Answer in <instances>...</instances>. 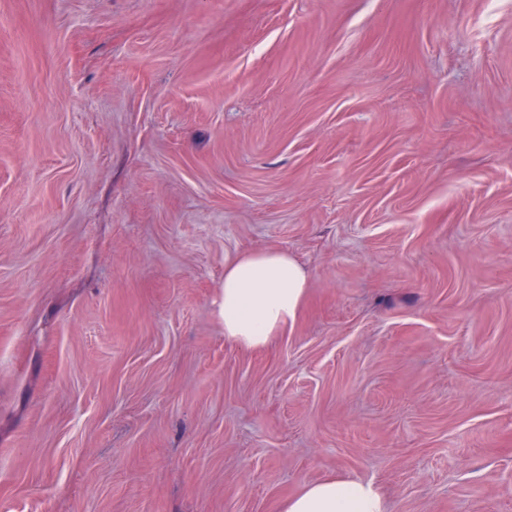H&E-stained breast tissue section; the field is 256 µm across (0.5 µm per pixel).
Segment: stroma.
Wrapping results in <instances>:
<instances>
[{"label": "stroma", "instance_id": "stroma-1", "mask_svg": "<svg viewBox=\"0 0 512 512\" xmlns=\"http://www.w3.org/2000/svg\"><path fill=\"white\" fill-rule=\"evenodd\" d=\"M308 273L224 336V264ZM512 512V0H0V512ZM304 266L285 250H247L224 264V336L264 346L297 320L307 293ZM279 512H386V507L374 483L335 476L305 487Z\"/></svg>", "mask_w": 512, "mask_h": 512}]
</instances>
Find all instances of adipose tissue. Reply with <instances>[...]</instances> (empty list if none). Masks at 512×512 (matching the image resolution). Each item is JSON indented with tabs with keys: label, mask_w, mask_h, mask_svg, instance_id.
I'll list each match as a JSON object with an SVG mask.
<instances>
[{
	"label": "adipose tissue",
	"mask_w": 512,
	"mask_h": 512,
	"mask_svg": "<svg viewBox=\"0 0 512 512\" xmlns=\"http://www.w3.org/2000/svg\"><path fill=\"white\" fill-rule=\"evenodd\" d=\"M304 266L285 250H247L224 265V336L247 348L264 346L297 320L307 293ZM280 512H386L369 481L329 477L282 503Z\"/></svg>",
	"instance_id": "adipose-tissue-1"
}]
</instances>
